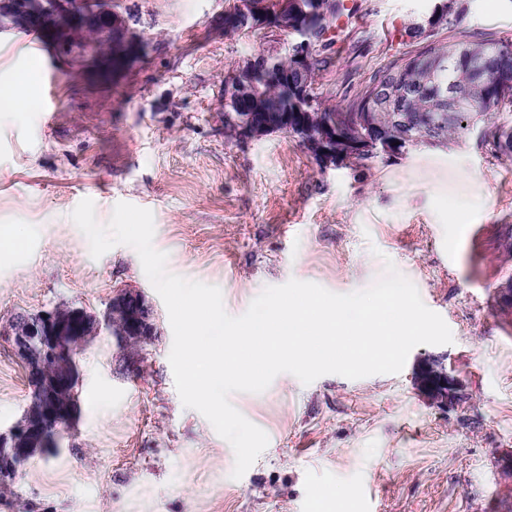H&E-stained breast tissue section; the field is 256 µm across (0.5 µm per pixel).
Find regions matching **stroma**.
<instances>
[{
  "label": "stroma",
  "mask_w": 512,
  "mask_h": 512,
  "mask_svg": "<svg viewBox=\"0 0 512 512\" xmlns=\"http://www.w3.org/2000/svg\"><path fill=\"white\" fill-rule=\"evenodd\" d=\"M336 63L317 79L332 104L411 50L388 25L424 23L435 0H354ZM228 0H112L136 50L110 80L43 39L0 29V86L42 61L30 112H0V328L58 305L102 312L141 289L157 333L130 348L101 330L82 346L80 416L57 451L0 489V512H512V157L473 130L359 165L323 168L297 138L224 134V80L275 32L225 34ZM466 27L512 39V0H472ZM107 224L117 203L148 209L168 272L221 289L246 312L292 279L334 293L369 287L386 262L450 328L400 373L302 384L279 374L232 405L269 443L240 479L235 455L175 388L164 302L126 245L92 258L71 219L82 199ZM454 379L455 403L420 387L424 361ZM30 401L25 369L0 335V433Z\"/></svg>",
  "instance_id": "35a3bbf8"
}]
</instances>
